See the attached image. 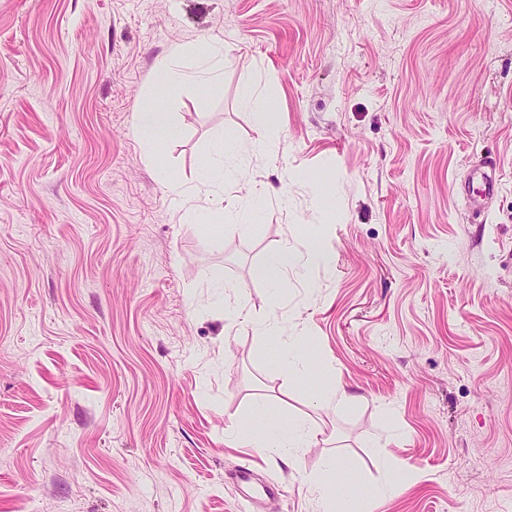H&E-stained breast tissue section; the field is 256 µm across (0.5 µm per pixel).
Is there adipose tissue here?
<instances>
[{
	"mask_svg": "<svg viewBox=\"0 0 512 512\" xmlns=\"http://www.w3.org/2000/svg\"><path fill=\"white\" fill-rule=\"evenodd\" d=\"M194 55V67L182 64L186 55ZM224 78V52L221 45L206 43L195 48L183 44L172 45L162 58L155 72L157 85L164 89H175L187 85H220ZM264 140H256L245 148L228 149L216 147L209 159L204 184L189 185L177 178L169 177L165 186L169 193L180 198L184 204L191 205L199 201L207 202L209 209L220 211L223 208L246 210L251 200L264 197L262 185L248 180L246 169L253 155L263 152ZM233 178L243 183L242 194L233 199L224 197V180ZM333 260L331 252L320 239L309 240L304 249L283 248L272 255L267 263L266 275L271 283H278L282 276L290 271L310 265L329 266ZM253 331L259 336H274L279 341L280 366L285 375L293 376L304 372L309 359L307 343L301 337L286 333L282 325L272 317L254 319ZM320 426L304 418L282 419L264 418L261 427H243L239 433L247 447L262 450L278 449L292 460H299L305 448L316 442L321 434Z\"/></svg>",
	"mask_w": 512,
	"mask_h": 512,
	"instance_id": "adipose-tissue-1",
	"label": "adipose tissue"
}]
</instances>
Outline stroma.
Segmentation results:
<instances>
[{
  "label": "stroma",
  "instance_id": "obj_1",
  "mask_svg": "<svg viewBox=\"0 0 512 512\" xmlns=\"http://www.w3.org/2000/svg\"><path fill=\"white\" fill-rule=\"evenodd\" d=\"M175 42L223 44L221 87L158 93ZM264 134L256 216L168 194ZM316 230L332 266L271 285ZM214 267L310 337L306 377L226 330ZM262 411L324 433L261 455L232 428ZM330 455L335 512H512V0H0V512H318ZM247 462L283 496H239ZM137 127L141 131L162 133L170 127V114L160 106L148 105L139 111ZM479 178L481 189L474 194V191L470 190V183L468 186H465L464 193L466 195L467 203L473 209H480L484 205V201L491 198L498 187V181L495 174H489L484 171L481 167H477L474 169L471 181L473 182L474 178ZM304 484L308 491L317 499L322 500L323 506L330 508L332 481L325 475H312L304 477Z\"/></svg>",
  "mask_w": 512,
  "mask_h": 512
}]
</instances>
